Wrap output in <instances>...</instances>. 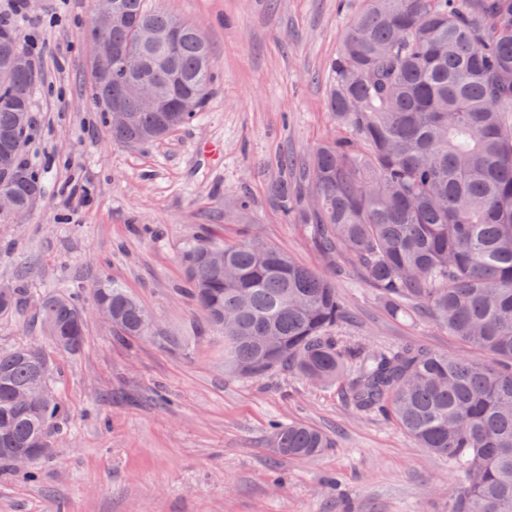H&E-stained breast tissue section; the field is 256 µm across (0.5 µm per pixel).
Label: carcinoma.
<instances>
[{
    "mask_svg": "<svg viewBox=\"0 0 512 512\" xmlns=\"http://www.w3.org/2000/svg\"><path fill=\"white\" fill-rule=\"evenodd\" d=\"M125 21L107 38L139 63L112 61V82L91 96L115 143L156 141L189 124L209 96L215 63L205 37L181 36L173 53L145 37L189 27L147 0H120ZM329 61L328 110L335 134L298 173L283 164L277 201L301 224L338 277L364 284L394 315L418 313L493 362L414 342L380 349L345 344L335 330L349 308L333 280L256 238L198 241L183 252L186 293L209 332L224 339V369L243 378L288 368L317 382L341 381L355 411L394 421L456 476L450 512H512V0H364ZM153 82L161 102L193 98L192 112H157L131 97L133 125L107 102L124 84ZM33 71L0 82V148L13 164L0 188L29 212L44 171L22 160ZM91 302L108 312L113 341L144 337L176 348L148 325L138 297L101 279ZM27 298L0 288V317ZM55 359L84 346V305L57 289L34 299ZM30 344L0 349V461L38 442L51 448L70 411L52 396L35 411L16 395L40 382ZM333 446L302 423L273 428L270 447L314 458Z\"/></svg>",
    "mask_w": 512,
    "mask_h": 512,
    "instance_id": "carcinoma-1",
    "label": "carcinoma"
}]
</instances>
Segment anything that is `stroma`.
<instances>
[{
	"label": "stroma",
	"mask_w": 512,
	"mask_h": 512,
	"mask_svg": "<svg viewBox=\"0 0 512 512\" xmlns=\"http://www.w3.org/2000/svg\"><path fill=\"white\" fill-rule=\"evenodd\" d=\"M209 41L215 77L196 120L137 146L109 138L89 92L91 57L79 38L94 0H31L15 21L48 52L24 158L45 168L41 198L22 224L0 223V285L31 295L88 289L106 276L129 288L157 328L188 349L150 339L113 342L88 319L83 351L55 382L71 418L37 481L0 463V512H448L455 475L389 420L361 416L341 385L285 371L240 378L224 346L184 294V249L200 237L257 236L324 270L303 226L272 191L280 159L307 162L329 139L327 64L363 0H151ZM64 19L48 25L52 13ZM246 198L239 206L238 198ZM336 286L356 319L344 342L370 348L416 341L452 355L469 346L433 323L389 313L367 287ZM302 422L333 448L308 459L275 456L272 423Z\"/></svg>",
	"instance_id": "1"
}]
</instances>
